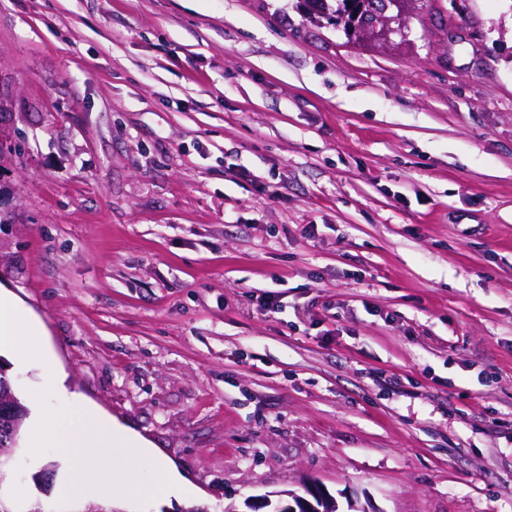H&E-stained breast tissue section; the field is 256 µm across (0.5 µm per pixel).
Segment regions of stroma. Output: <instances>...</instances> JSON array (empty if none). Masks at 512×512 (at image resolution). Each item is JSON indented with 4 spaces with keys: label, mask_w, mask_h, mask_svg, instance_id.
Returning <instances> with one entry per match:
<instances>
[{
    "label": "stroma",
    "mask_w": 512,
    "mask_h": 512,
    "mask_svg": "<svg viewBox=\"0 0 512 512\" xmlns=\"http://www.w3.org/2000/svg\"><path fill=\"white\" fill-rule=\"evenodd\" d=\"M0 142V290L48 354L0 368L173 464L123 512L306 480L512 512V0L387 41L297 0H0ZM73 477L23 439L0 494L72 512Z\"/></svg>",
    "instance_id": "1"
}]
</instances>
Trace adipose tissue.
<instances>
[{"mask_svg": "<svg viewBox=\"0 0 512 512\" xmlns=\"http://www.w3.org/2000/svg\"><path fill=\"white\" fill-rule=\"evenodd\" d=\"M41 329L27 313L10 298L0 294V347L24 348L26 357L40 356ZM120 441L128 446L122 461L112 459L110 448ZM60 448L77 468L80 478L71 486L73 493L102 504L114 497L140 491L136 478L141 463H149L157 481L151 492L177 487L178 481L168 461L155 454L144 440L131 437L123 428L88 408L79 399H72L52 421L35 423L31 428V444ZM123 467L126 478H113L116 467Z\"/></svg>", "mask_w": 512, "mask_h": 512, "instance_id": "1", "label": "adipose tissue"}]
</instances>
